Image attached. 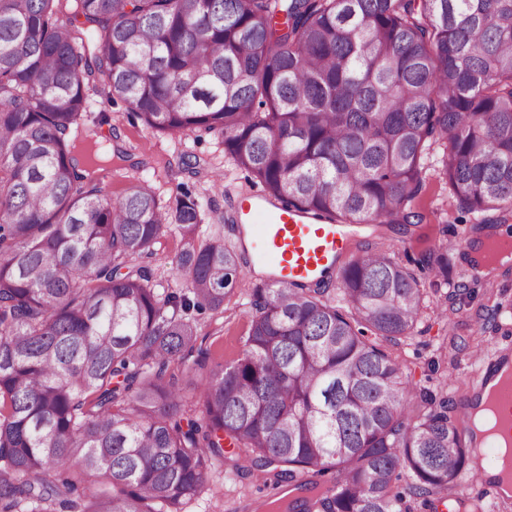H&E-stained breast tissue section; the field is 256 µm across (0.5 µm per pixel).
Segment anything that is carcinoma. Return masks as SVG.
Instances as JSON below:
<instances>
[{
    "label": "carcinoma",
    "mask_w": 512,
    "mask_h": 512,
    "mask_svg": "<svg viewBox=\"0 0 512 512\" xmlns=\"http://www.w3.org/2000/svg\"><path fill=\"white\" fill-rule=\"evenodd\" d=\"M96 96L338 224L419 218L440 148L450 197L507 224L512 0H0V512H184L239 452L278 512L446 505L474 450L390 347L448 252L366 253L337 296L257 284L242 357L210 369L196 315L224 314L241 253L207 192L103 191ZM168 233L182 289L137 264Z\"/></svg>",
    "instance_id": "carcinoma-1"
}]
</instances>
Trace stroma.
<instances>
[{"instance_id":"1","label":"stroma","mask_w":512,"mask_h":512,"mask_svg":"<svg viewBox=\"0 0 512 512\" xmlns=\"http://www.w3.org/2000/svg\"><path fill=\"white\" fill-rule=\"evenodd\" d=\"M90 119L103 143L115 142L128 151L134 173L150 178L165 203H174L186 191L195 194L209 190L224 214L225 238L239 241L241 226L234 220L235 198L252 184L242 172L228 175L222 183L210 184L208 167L222 159L213 138L197 140L152 131L121 101L94 104ZM190 155L196 158L191 165L186 162ZM417 209L423 215L418 224L385 228L378 233L369 227L353 228L349 257L354 260L380 248L404 262L429 249L447 248V279L424 277L430 307L415 336L394 347L393 353L410 383L446 395L457 404L471 394L480 370L474 354L489 355L512 346V264L497 266L488 275L472 269L463 245L475 237L477 220L456 207L445 181L436 172L427 173ZM265 277V272L247 271L244 288L226 299L223 318L201 315L202 329L210 334L207 346L211 364L230 365L241 357L251 319L246 289L262 283ZM274 492L263 474L236 475L218 464L211 473L208 490L188 502L184 510L233 512L241 499L267 498Z\"/></svg>"}]
</instances>
